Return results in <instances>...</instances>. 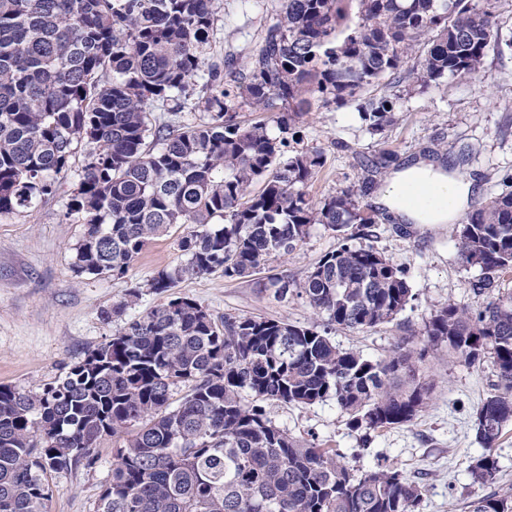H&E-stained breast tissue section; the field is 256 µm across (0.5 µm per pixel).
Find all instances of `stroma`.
<instances>
[{"label": "stroma", "mask_w": 512, "mask_h": 512, "mask_svg": "<svg viewBox=\"0 0 512 512\" xmlns=\"http://www.w3.org/2000/svg\"><path fill=\"white\" fill-rule=\"evenodd\" d=\"M477 12L491 27L494 39L485 58V83L463 75L431 84L425 93L403 94L406 69L386 74L369 86L365 97H391L397 121L384 134L370 133L355 105L313 106L301 124L302 147L316 149L324 166L308 188L320 199L350 185L369 184L362 198L380 220L370 243L407 269L412 297L389 324L357 332L336 328L330 338L337 347L354 349L371 359L384 357L407 330L420 329L448 300L474 307L483 303L469 288L476 270L461 263L455 224H402L396 214L377 205L386 184L372 175L365 158L381 149L395 151L407 163L431 151L437 160L475 183L471 205L512 191V0L485 4ZM278 0H217L219 20L205 47L207 62L228 58L244 61L259 44L263 25ZM84 155L76 153L60 191L36 209L0 216V385L37 392L66 374L89 350L111 339L131 319L162 303V296L142 293L124 318L103 321L102 310L122 301L127 292L146 284L159 270L183 263L178 240L185 227L174 226L152 239L135 259L126 277L80 276L73 268L74 246L85 226L68 205L79 181ZM337 240L315 228L306 243L273 265L289 279L303 280L309 268L335 249ZM176 291L195 299L216 318L257 315L285 318L305 325L314 314L302 300L280 301L262 287L261 276L229 280L221 273L186 277ZM421 368L436 386L426 412L412 423L384 430L363 445L360 431L329 400L311 406L273 403L267 411L276 425L296 438H316L325 448L343 453L357 468L376 463L397 467L420 482L424 493L419 512H470L477 496L512 488V426L495 449L499 474L495 484L472 486L469 465L482 451L473 428L477 407L490 394V366L449 364L444 352H425ZM116 442L102 437L94 466L49 474L53 497L48 512H93L104 484L112 476Z\"/></svg>", "instance_id": "obj_1"}]
</instances>
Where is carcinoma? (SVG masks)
<instances>
[{"mask_svg": "<svg viewBox=\"0 0 512 512\" xmlns=\"http://www.w3.org/2000/svg\"><path fill=\"white\" fill-rule=\"evenodd\" d=\"M217 14L215 0H0V215L56 194L83 144L69 203L86 226L77 275L123 278L153 238L189 225L183 264L145 284L166 301L41 391L0 386V512H47V474L94 464L106 435L122 445L94 512H418L419 483L290 436L265 404L332 399L367 436L410 423L435 389L420 344L448 350L450 364L490 365L493 392L475 412L483 453L469 472L474 485L496 482L494 451L512 423V294L476 310L450 300L380 359L337 347L332 329L392 322L411 288L404 266L353 244L377 223L360 205L365 189L313 199L323 155L295 147L309 93L342 107L405 65L421 92L450 75L483 79L487 22L470 0H282L243 64L207 66ZM170 101L209 119L176 130L152 122ZM244 109L271 116L243 125ZM358 111L373 134L396 122L390 97ZM316 225L336 249L299 282L274 272L271 261ZM456 237L462 264L479 270L473 293L498 287L512 273V192L473 208ZM217 271L263 272L275 298L301 299L321 321H217L172 292L186 276ZM139 297L131 289L101 317L122 316ZM470 507L512 512V490Z\"/></svg>", "mask_w": 512, "mask_h": 512, "instance_id": "obj_1", "label": "carcinoma"}]
</instances>
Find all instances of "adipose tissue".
Masks as SVG:
<instances>
[{"instance_id": "obj_1", "label": "adipose tissue", "mask_w": 512, "mask_h": 512, "mask_svg": "<svg viewBox=\"0 0 512 512\" xmlns=\"http://www.w3.org/2000/svg\"><path fill=\"white\" fill-rule=\"evenodd\" d=\"M425 185L449 195V204H435L426 209L408 207L401 202L404 187ZM474 192L471 181L444 167L430 163H419L410 168L394 172L381 191L377 202L397 213L398 217L411 224H447L457 220L466 209Z\"/></svg>"}]
</instances>
